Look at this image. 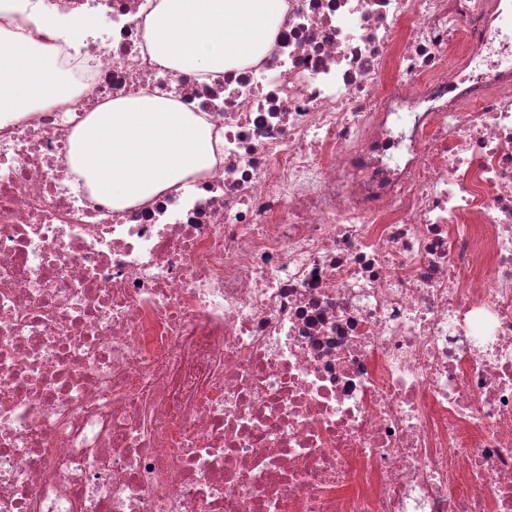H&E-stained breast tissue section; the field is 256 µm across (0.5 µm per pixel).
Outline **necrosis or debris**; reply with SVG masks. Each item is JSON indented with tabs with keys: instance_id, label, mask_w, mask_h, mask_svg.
<instances>
[{
	"instance_id": "4bbe7bcc",
	"label": "necrosis or debris",
	"mask_w": 512,
	"mask_h": 512,
	"mask_svg": "<svg viewBox=\"0 0 512 512\" xmlns=\"http://www.w3.org/2000/svg\"><path fill=\"white\" fill-rule=\"evenodd\" d=\"M104 11L0 126V512H512V0H287L205 82ZM151 94L224 143L116 212L73 129Z\"/></svg>"
}]
</instances>
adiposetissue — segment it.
Returning <instances> with one entry per match:
<instances>
[{"instance_id":"adipose-tissue-1","label":"adipose tissue","mask_w":512,"mask_h":512,"mask_svg":"<svg viewBox=\"0 0 512 512\" xmlns=\"http://www.w3.org/2000/svg\"><path fill=\"white\" fill-rule=\"evenodd\" d=\"M284 0H160L146 19L151 59L177 72L219 77L257 61L274 44ZM97 26L88 15L44 13L0 27V124L50 109L76 93L42 36L79 50ZM215 163L211 125L176 101L150 94L113 100L81 121L69 164L113 210L187 188Z\"/></svg>"}]
</instances>
